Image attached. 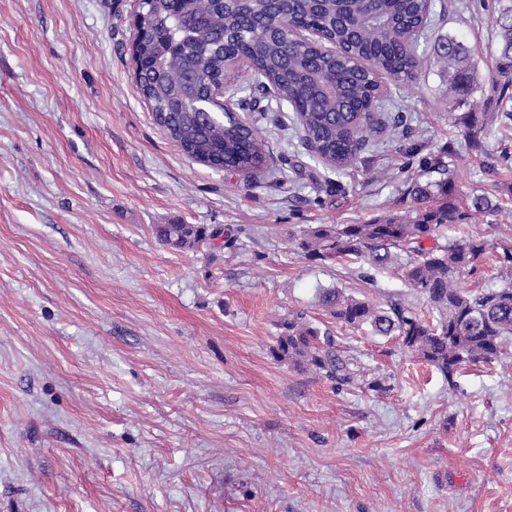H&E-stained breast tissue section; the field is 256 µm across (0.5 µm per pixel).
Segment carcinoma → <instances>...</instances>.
Masks as SVG:
<instances>
[{
  "label": "carcinoma",
  "mask_w": 512,
  "mask_h": 512,
  "mask_svg": "<svg viewBox=\"0 0 512 512\" xmlns=\"http://www.w3.org/2000/svg\"><path fill=\"white\" fill-rule=\"evenodd\" d=\"M187 17L171 11L169 0H144L141 11L163 51L145 65L139 91L150 104L154 123L190 159L246 175L265 163L262 130L240 116L211 119L201 112L210 85L225 77L227 55L244 49L254 68L248 83L297 109L295 131L302 143L332 169L365 161L362 154L375 132L370 118L388 97L377 82L385 74L395 85L415 79L424 63L448 81L445 100L464 105L481 89L470 49L458 38L439 40L431 55L405 52L402 38L426 27L433 0H294V11L318 25L327 52L297 44L276 0H187ZM497 26V73L492 81L512 101V7H504ZM465 140L483 150L482 128L466 117ZM432 167L444 178L409 186L413 205L362 224H317L303 231L298 248L310 260L362 262L370 271L394 267L405 285L426 300L436 320L422 317L399 299L373 303L341 288H323L318 305L339 323L369 328L374 336H393L451 379L466 364H491L512 342V239L483 236L448 239L450 224H469L500 211V201L472 194L461 201L450 170L441 159ZM157 239L175 250L221 236L199 224H157ZM498 263L499 286H460L487 256ZM330 333L312 324L303 311H291L276 336L273 359L302 370L351 380L348 364L334 349Z\"/></svg>",
  "instance_id": "carcinoma-1"
}]
</instances>
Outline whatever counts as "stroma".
I'll return each mask as SVG.
<instances>
[{
  "label": "stroma",
  "instance_id": "stroma-1",
  "mask_svg": "<svg viewBox=\"0 0 512 512\" xmlns=\"http://www.w3.org/2000/svg\"><path fill=\"white\" fill-rule=\"evenodd\" d=\"M428 36L495 72L512 0H435ZM137 0H0V512H512V345L453 378L397 341L336 322L317 293L424 299L393 271L360 278L297 246L314 224L408 206L452 149L462 196L500 199L448 238L512 237V122L496 95L445 110L421 67L393 130L339 173L269 138L255 177L190 160L155 125L129 47ZM483 122L469 152L465 115ZM220 229L191 250L157 224ZM305 311L354 380L272 359Z\"/></svg>",
  "mask_w": 512,
  "mask_h": 512
}]
</instances>
